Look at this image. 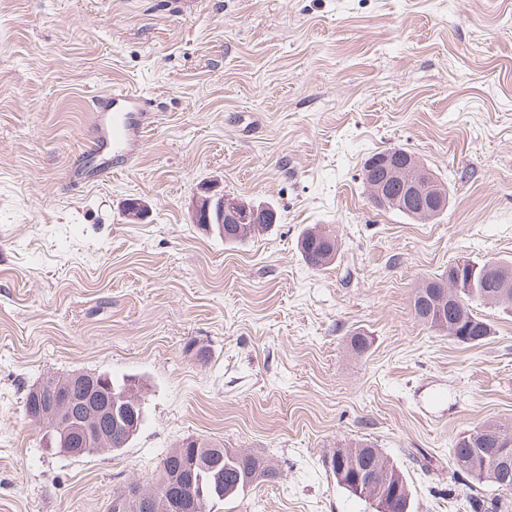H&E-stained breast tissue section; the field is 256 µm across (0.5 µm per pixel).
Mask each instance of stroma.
<instances>
[{
	"label": "stroma",
	"mask_w": 512,
	"mask_h": 512,
	"mask_svg": "<svg viewBox=\"0 0 512 512\" xmlns=\"http://www.w3.org/2000/svg\"><path fill=\"white\" fill-rule=\"evenodd\" d=\"M183 2L0 0V512H107L188 437L281 472L212 512H373L328 465L358 439L413 512H463L468 488L412 453L512 422V313L484 309L465 347L412 301L459 258L512 260V0ZM112 84L156 122L127 169L65 190ZM392 147L446 185L441 215L371 206L362 167ZM213 182L278 223L202 232L189 206ZM314 226L339 241L323 271L297 248ZM78 371L140 380L127 448L74 458L28 419L31 388Z\"/></svg>",
	"instance_id": "1"
}]
</instances>
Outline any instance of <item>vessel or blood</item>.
Here are the masks:
<instances>
[{"label": "vessel or blood", "mask_w": 512, "mask_h": 512, "mask_svg": "<svg viewBox=\"0 0 512 512\" xmlns=\"http://www.w3.org/2000/svg\"><path fill=\"white\" fill-rule=\"evenodd\" d=\"M155 106L153 98L123 87L96 96L87 146L70 169V184L84 186L128 167L143 146Z\"/></svg>", "instance_id": "obj_1"}]
</instances>
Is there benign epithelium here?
<instances>
[{"instance_id": "benign-epithelium-1", "label": "benign epithelium", "mask_w": 512, "mask_h": 512, "mask_svg": "<svg viewBox=\"0 0 512 512\" xmlns=\"http://www.w3.org/2000/svg\"><path fill=\"white\" fill-rule=\"evenodd\" d=\"M370 165L381 168V178L370 184L372 200L392 201L399 207L415 205L416 212L425 216L447 207L448 200L441 187L433 182L430 172L408 159L398 166L393 156L377 157ZM190 220L194 224L213 225L249 224L253 233L262 231L268 222V211L234 197L218 194L211 186H203L189 207ZM88 387L81 395L63 391L54 385H38L33 388L36 404L26 413L30 419L50 430L62 433L61 452L82 457L106 449L104 443L109 427L128 428L137 423L136 408L141 400L138 384L130 386L124 405L113 402L112 394L95 385V377L89 375ZM195 503L186 494L173 489L157 499L135 485H128L112 497L108 512H133L135 509H154L156 512H195Z\"/></svg>"}]
</instances>
